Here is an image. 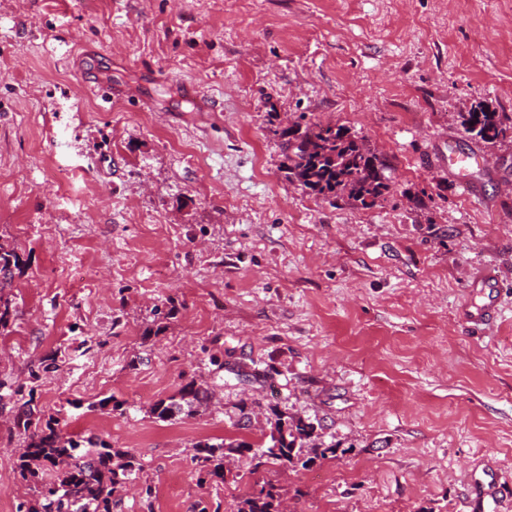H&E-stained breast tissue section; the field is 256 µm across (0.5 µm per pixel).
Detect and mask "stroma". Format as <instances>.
Returning a JSON list of instances; mask_svg holds the SVG:
<instances>
[{
    "label": "stroma",
    "mask_w": 512,
    "mask_h": 512,
    "mask_svg": "<svg viewBox=\"0 0 512 512\" xmlns=\"http://www.w3.org/2000/svg\"><path fill=\"white\" fill-rule=\"evenodd\" d=\"M83 44L151 105L99 106L69 66ZM478 105L512 116V0H0V237L24 259L0 333V512L22 491L13 390L48 357L38 416L128 452L152 487L112 512L230 508L262 480L288 512H512V134L465 133ZM293 122L349 128L385 195L289 182L274 130ZM452 149L484 156L478 196ZM484 265L496 284L473 287ZM484 304L490 329L469 327ZM192 380L222 408L151 415ZM244 403L311 419L339 453L199 484L197 442L263 440L237 427Z\"/></svg>",
    "instance_id": "obj_1"
}]
</instances>
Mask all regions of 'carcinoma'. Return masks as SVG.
<instances>
[{"label": "carcinoma", "instance_id": "carcinoma-1", "mask_svg": "<svg viewBox=\"0 0 512 512\" xmlns=\"http://www.w3.org/2000/svg\"><path fill=\"white\" fill-rule=\"evenodd\" d=\"M465 129L478 140L493 144L506 137L512 125L494 112L480 110L469 113ZM276 134L288 180L309 194L330 203L345 197L366 207L387 190L384 161L359 143L347 127L294 123L279 127ZM21 265L17 248L0 241V330L7 329L16 317L12 281ZM55 368V360L43 362L42 371H30V383H21L13 391L21 402L13 425L25 439L18 455V475L36 493L35 499L19 502L16 512H70L74 501L81 502L82 512H112V498L137 479L139 465L131 455L91 438V449L78 455L76 441L57 431L51 422L43 425L34 418L29 408L35 393L32 383L40 379V373ZM211 402L212 393L190 381L178 396L153 404L150 413L163 421L180 420L208 409ZM267 422L270 432L258 445L240 439L197 443L193 460L199 466V481L225 480L232 458H250L255 470L267 464L295 470L336 457V445L322 441L309 420L284 417L274 410ZM231 512H285V505L276 484L266 480L238 498Z\"/></svg>", "mask_w": 512, "mask_h": 512}]
</instances>
